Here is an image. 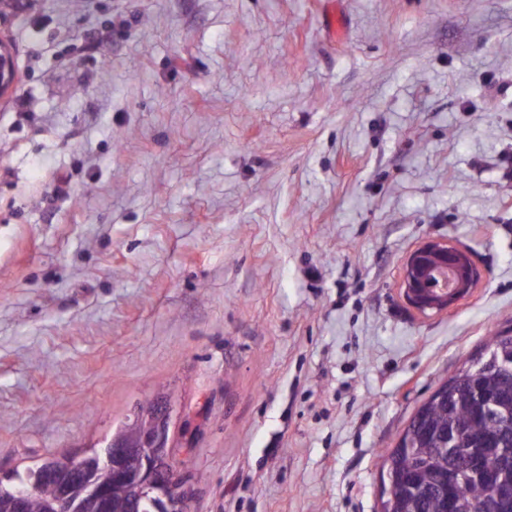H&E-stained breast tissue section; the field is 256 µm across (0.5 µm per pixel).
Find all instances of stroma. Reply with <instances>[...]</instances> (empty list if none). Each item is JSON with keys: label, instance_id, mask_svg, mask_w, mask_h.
Wrapping results in <instances>:
<instances>
[{"label": "stroma", "instance_id": "35a3bbf8", "mask_svg": "<svg viewBox=\"0 0 512 512\" xmlns=\"http://www.w3.org/2000/svg\"><path fill=\"white\" fill-rule=\"evenodd\" d=\"M0 42V475L163 391L189 512H379L512 332V0H21ZM430 240L480 279L422 314Z\"/></svg>", "mask_w": 512, "mask_h": 512}]
</instances>
